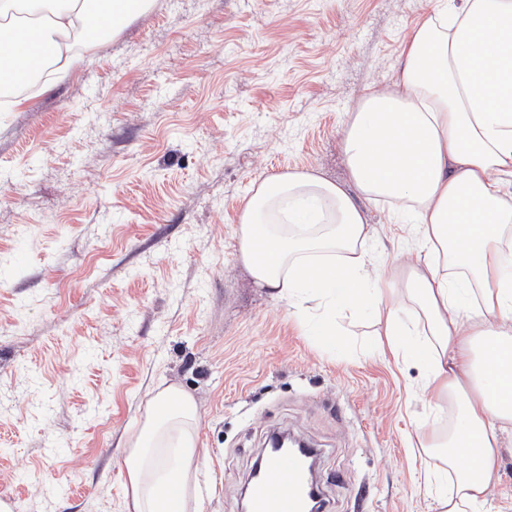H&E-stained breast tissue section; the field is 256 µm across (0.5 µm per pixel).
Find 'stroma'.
I'll return each instance as SVG.
<instances>
[{
	"label": "stroma",
	"mask_w": 512,
	"mask_h": 512,
	"mask_svg": "<svg viewBox=\"0 0 512 512\" xmlns=\"http://www.w3.org/2000/svg\"><path fill=\"white\" fill-rule=\"evenodd\" d=\"M430 0H153L67 79L0 112V499L127 512L123 449L158 388L196 400L202 512H238L267 437L320 455L325 512H437L419 491L450 411L377 349H323L238 258L253 186L348 179L341 133ZM379 267L417 242L366 205Z\"/></svg>",
	"instance_id": "35a3bbf8"
}]
</instances>
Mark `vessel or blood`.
<instances>
[{"mask_svg": "<svg viewBox=\"0 0 512 512\" xmlns=\"http://www.w3.org/2000/svg\"><path fill=\"white\" fill-rule=\"evenodd\" d=\"M306 461L298 452L271 456L248 494V512H306Z\"/></svg>", "mask_w": 512, "mask_h": 512, "instance_id": "1", "label": "vessel or blood"}]
</instances>
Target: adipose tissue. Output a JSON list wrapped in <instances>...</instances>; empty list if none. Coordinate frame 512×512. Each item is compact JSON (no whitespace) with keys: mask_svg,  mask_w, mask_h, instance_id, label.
I'll return each mask as SVG.
<instances>
[{"mask_svg":"<svg viewBox=\"0 0 512 512\" xmlns=\"http://www.w3.org/2000/svg\"><path fill=\"white\" fill-rule=\"evenodd\" d=\"M129 0H0V87L46 51L47 93L131 20ZM341 146L348 180L310 171L260 182L237 228L258 287L310 306L311 336L334 342L338 319L387 307L394 350L426 368L435 408L454 405L447 435L461 469L435 478L439 512H484L500 481V436L512 425V0H431L412 27L394 83L368 91ZM388 200L416 227L421 255L373 273L361 202ZM264 241L266 258L254 246ZM194 399L160 390L124 456L128 512H200ZM478 440L466 461L464 437Z\"/></svg>","mask_w":512,"mask_h":512,"instance_id":"1","label":"adipose tissue"}]
</instances>
